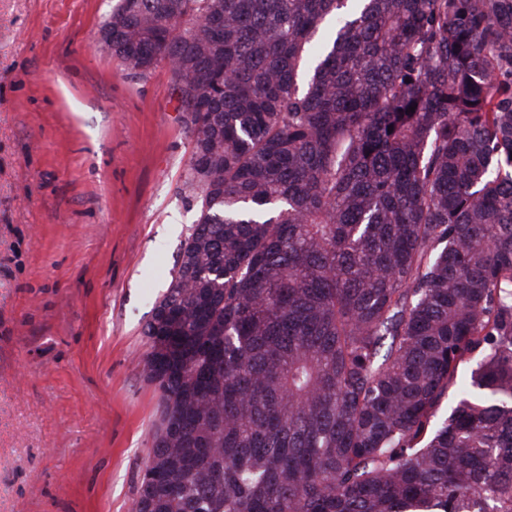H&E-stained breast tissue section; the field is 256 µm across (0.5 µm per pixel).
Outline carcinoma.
I'll return each instance as SVG.
<instances>
[{
	"label": "carcinoma",
	"instance_id": "obj_1",
	"mask_svg": "<svg viewBox=\"0 0 512 512\" xmlns=\"http://www.w3.org/2000/svg\"><path fill=\"white\" fill-rule=\"evenodd\" d=\"M101 39L182 86L198 209L132 512H512V0H117Z\"/></svg>",
	"mask_w": 512,
	"mask_h": 512
}]
</instances>
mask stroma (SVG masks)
I'll return each mask as SVG.
<instances>
[{
	"label": "stroma",
	"instance_id": "obj_1",
	"mask_svg": "<svg viewBox=\"0 0 512 512\" xmlns=\"http://www.w3.org/2000/svg\"><path fill=\"white\" fill-rule=\"evenodd\" d=\"M113 4L0 0V512H130L152 446L193 139L102 45Z\"/></svg>",
	"mask_w": 512,
	"mask_h": 512
}]
</instances>
